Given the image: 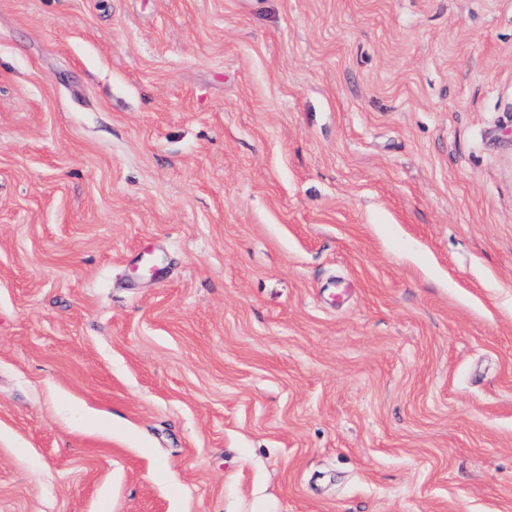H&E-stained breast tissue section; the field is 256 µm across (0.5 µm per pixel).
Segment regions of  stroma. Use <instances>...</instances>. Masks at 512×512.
Returning <instances> with one entry per match:
<instances>
[{
  "mask_svg": "<svg viewBox=\"0 0 512 512\" xmlns=\"http://www.w3.org/2000/svg\"><path fill=\"white\" fill-rule=\"evenodd\" d=\"M0 512H512V0H0Z\"/></svg>",
  "mask_w": 512,
  "mask_h": 512,
  "instance_id": "obj_1",
  "label": "stroma"
}]
</instances>
